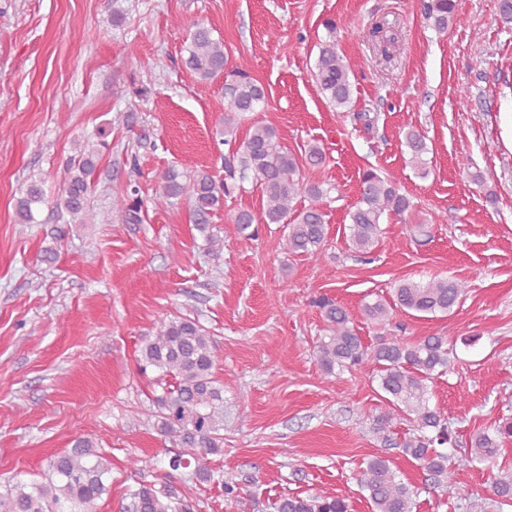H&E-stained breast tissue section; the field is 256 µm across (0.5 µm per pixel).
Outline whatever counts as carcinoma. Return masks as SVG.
<instances>
[{
	"instance_id": "cac0c4a2",
	"label": "carcinoma",
	"mask_w": 512,
	"mask_h": 512,
	"mask_svg": "<svg viewBox=\"0 0 512 512\" xmlns=\"http://www.w3.org/2000/svg\"><path fill=\"white\" fill-rule=\"evenodd\" d=\"M423 11L429 26L439 33L448 30L456 15V0H423ZM328 37L318 43V59L313 73L319 91L334 109L349 107L352 85L350 66L337 49L334 40L336 20L324 22ZM182 58L184 67L198 82L208 83L224 76V143L236 144L226 161V177L217 180L204 169L188 172L176 166L159 177L152 203L167 208L184 201L188 204L193 224L205 239L208 251L217 253L224 240L210 232L213 217L224 208V198L241 189L244 181H255L262 192V221L280 224L288 252L318 258L326 242L327 226L324 202L334 187L322 182L299 178L297 156L281 145L276 129L268 124L250 128L247 137L237 142L236 130L241 117L266 104L267 90L242 67L228 68L229 55L224 42L213 37L210 27L195 23L189 33ZM404 145L413 167L422 169L428 146L424 136L414 130L406 132ZM107 143L84 141L63 166L58 183L56 210L68 216V225L88 224L92 219L89 196L99 148ZM305 163L319 168L325 153L318 144L304 150ZM308 204L298 206L301 198ZM46 203L43 182L32 181L21 191L16 202L20 224H36V213ZM144 201L138 184L112 196V210L127 224H139ZM414 203L395 181L367 168L360 179V197L349 211V244L361 255L371 253L381 235L383 215L403 216ZM249 211H240L233 224L240 235L254 237L258 227ZM468 285L459 279H431L427 282L404 281L394 289L393 303L381 298L362 305L365 319L381 329L392 321L395 309L415 317L446 315L466 292ZM327 322L328 335L315 346L314 355L327 375L335 370L351 369L370 363L377 370L379 388L385 393V411L374 418L373 431L382 435L384 443L401 449L432 476L437 487L456 485V471L475 462H492L503 443L512 437V421L473 435L471 448L458 460H451L444 446L453 442L450 422L437 409L429 406L428 382L448 369L447 340L435 334L416 341L399 336L380 335L375 343H364L349 312L330 299L319 301ZM223 355L219 345L198 321L172 318L161 321L155 333L140 348L139 368L142 372H159L161 393L151 398V416L157 432L180 445L184 451L168 459L173 472L192 469L202 483L224 488V496L246 503L240 487L224 481L220 472L208 465V456L217 455L224 447V381L216 375ZM410 418L414 432L399 439L389 435L392 421ZM127 466L140 475L137 486L128 492L126 512H198L199 504L179 494L170 480L160 484L145 480L149 461L135 453L127 458ZM111 467L98 451L94 437H76L72 447L52 458L48 473L29 483L17 481L0 494V512H65L62 503H70V512H95L94 506L108 492ZM358 482L367 492L372 512H413L416 493L398 479L389 459L374 456L365 462ZM490 500L499 506H512V473L494 476ZM275 512H349V503L338 496H284L274 503Z\"/></svg>"
}]
</instances>
